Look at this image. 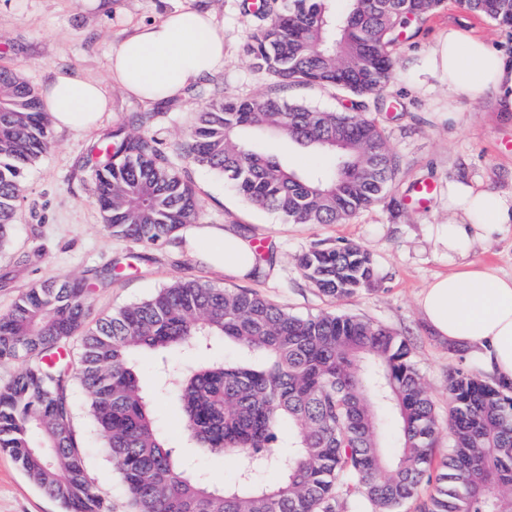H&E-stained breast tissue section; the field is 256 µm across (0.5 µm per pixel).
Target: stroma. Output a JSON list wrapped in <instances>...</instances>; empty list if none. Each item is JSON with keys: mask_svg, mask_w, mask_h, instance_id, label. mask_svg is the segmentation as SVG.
Here are the masks:
<instances>
[{"mask_svg": "<svg viewBox=\"0 0 512 512\" xmlns=\"http://www.w3.org/2000/svg\"><path fill=\"white\" fill-rule=\"evenodd\" d=\"M175 8L211 11L224 35V65L196 84L194 92L151 105L124 94L108 79L110 49L136 26L161 19ZM260 24L244 0H99L97 9L81 0H0V66L18 70L34 88L61 67L98 80L111 110L88 131L54 130V144L30 168L24 200L16 215L11 244L0 251V313L33 285L61 275L91 276L115 267L116 277L91 298L99 317L141 301L177 278H195L219 288L257 291L299 315L336 312L382 324L405 338L412 349L432 403L448 414V376L461 371L479 377L489 372L465 349L432 336L418 298L432 277L448 268L428 241L430 227L447 223L448 184L462 181L481 189L512 194V112L494 95L452 97L441 61L449 30L477 36L512 55V27L476 17L457 0L414 25L392 48L393 66L381 91L367 99L365 117L381 129L399 160L381 198L338 224H289L253 206L212 171L187 164L181 150L202 103L209 97L253 98L284 93L317 109L333 112L348 97L317 87L281 89L270 73L255 67L246 52L248 35ZM154 112L148 132L177 164L183 165L201 202L200 229H233L264 244L268 256L260 277H238L217 269L202 243L193 238L145 246L110 236L94 202L90 176L98 161L100 136L121 126L134 112ZM430 182L435 194L423 207L412 205L418 185ZM356 244L371 254L377 278L353 296L332 299L303 277L299 256L313 246ZM154 412L170 446L190 472L222 486L235 478L228 457L199 456L189 448L178 404L167 394L154 397ZM75 427L86 436L87 468L110 512H131L112 463L91 434L84 407ZM0 512H63L0 450Z\"/></svg>", "mask_w": 512, "mask_h": 512, "instance_id": "1", "label": "stroma"}]
</instances>
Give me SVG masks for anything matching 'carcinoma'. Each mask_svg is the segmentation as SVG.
Returning <instances> with one entry per match:
<instances>
[{
	"label": "carcinoma",
	"instance_id": "obj_1",
	"mask_svg": "<svg viewBox=\"0 0 512 512\" xmlns=\"http://www.w3.org/2000/svg\"><path fill=\"white\" fill-rule=\"evenodd\" d=\"M267 0L269 22L248 38L258 67L284 87L330 88L354 107L387 81L391 46L442 0ZM467 12L512 25V0H458ZM151 113L103 134L105 161L91 169L96 202L113 236L155 246L197 223L200 200L150 136ZM285 137L334 160L302 173L267 154ZM48 114L17 70L0 67V249L9 241L27 169L52 145ZM183 154L224 178L249 203L291 224H336L370 207L397 171L371 120L323 112L280 96L211 99ZM305 279L344 298L375 278L359 245L312 248L298 259ZM69 275L21 293L0 313V358L21 370L0 387V449L65 512H107L74 425L75 394L112 460L132 512H401L422 483V512H512L509 385L469 373L448 378V453L436 461L442 421L411 348L370 320L323 312L295 315L246 289L176 279L150 297L86 325L95 288ZM80 337L77 358L55 359ZM229 343L235 356L216 350ZM172 349L193 365L165 368ZM156 360L153 386L138 356ZM168 392L184 415L190 447L235 457L222 488L187 472L167 446L153 410ZM273 473L274 481L263 478Z\"/></svg>",
	"mask_w": 512,
	"mask_h": 512
}]
</instances>
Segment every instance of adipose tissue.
Returning a JSON list of instances; mask_svg holds the SVG:
<instances>
[{
  "label": "adipose tissue",
  "instance_id": "obj_1",
  "mask_svg": "<svg viewBox=\"0 0 512 512\" xmlns=\"http://www.w3.org/2000/svg\"><path fill=\"white\" fill-rule=\"evenodd\" d=\"M448 91L454 96L497 95L512 110V57L482 39L449 30L442 48ZM224 64V36L213 16L198 9H175L159 21L137 26L114 46L107 69L112 83L149 103L180 97L184 90ZM41 98L54 128L90 129L109 109L100 84L75 69H56ZM448 223L435 225V254L447 257L449 272L433 277L419 306L433 336L470 349L494 380L512 383V274L469 258L470 249L494 240L512 224V195L463 183L448 185ZM214 261L243 276L253 266L247 240L231 232L210 235Z\"/></svg>",
  "mask_w": 512,
  "mask_h": 512
}]
</instances>
